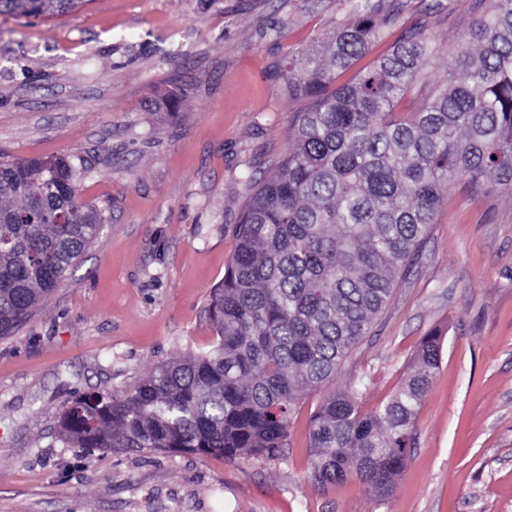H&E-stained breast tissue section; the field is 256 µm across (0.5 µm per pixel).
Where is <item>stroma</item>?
Masks as SVG:
<instances>
[{"instance_id":"obj_1","label":"stroma","mask_w":512,"mask_h":512,"mask_svg":"<svg viewBox=\"0 0 512 512\" xmlns=\"http://www.w3.org/2000/svg\"><path fill=\"white\" fill-rule=\"evenodd\" d=\"M492 0H380L385 37L351 81L421 26L433 52L405 112L442 88L469 22ZM347 0H91L51 21L0 15V154L78 157L98 240L12 335L0 337V512H512V189L455 185L389 307L329 389L363 410L405 378L422 339L440 368L389 495L311 479V419L297 406L278 458L86 453L58 434L76 394L133 385L155 364L208 349L207 306L251 196L307 107L271 74L325 45ZM175 112L155 103L171 87Z\"/></svg>"}]
</instances>
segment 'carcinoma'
I'll use <instances>...</instances> for the list:
<instances>
[{
    "label": "carcinoma",
    "instance_id": "obj_1",
    "mask_svg": "<svg viewBox=\"0 0 512 512\" xmlns=\"http://www.w3.org/2000/svg\"><path fill=\"white\" fill-rule=\"evenodd\" d=\"M90 0H0V15L59 17ZM321 48L289 52L274 72L295 114L292 143L233 229L235 249L213 288L210 349L161 363L121 391L85 392L60 415V435L89 451L272 459L298 401L324 389L389 305L396 276L419 257L453 186L476 195L512 185V0L473 18L445 84L403 112L431 54L413 27L354 81L336 75L382 38L371 0ZM105 218L79 193L64 158L0 161V335L61 287ZM427 337L397 391L365 412L349 391L325 394L313 416L312 478L351 477L389 494L413 445L417 409L437 370Z\"/></svg>",
    "mask_w": 512,
    "mask_h": 512
}]
</instances>
